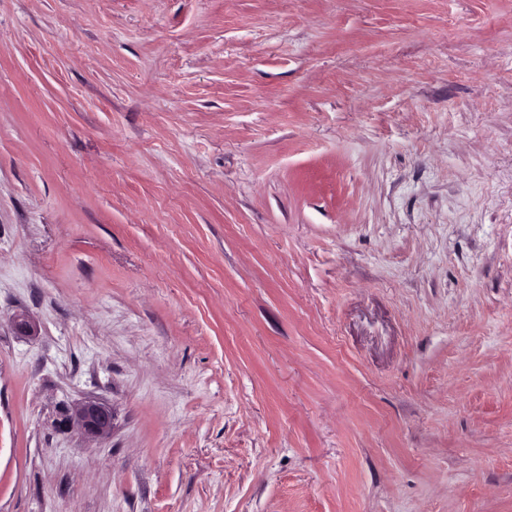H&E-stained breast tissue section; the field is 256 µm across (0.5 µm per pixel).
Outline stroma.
<instances>
[{
	"instance_id": "35a3bbf8",
	"label": "stroma",
	"mask_w": 512,
	"mask_h": 512,
	"mask_svg": "<svg viewBox=\"0 0 512 512\" xmlns=\"http://www.w3.org/2000/svg\"><path fill=\"white\" fill-rule=\"evenodd\" d=\"M0 512H512V0H0ZM74 422L87 437L103 439L111 435L113 429V413L104 403L88 399L75 409Z\"/></svg>"
}]
</instances>
